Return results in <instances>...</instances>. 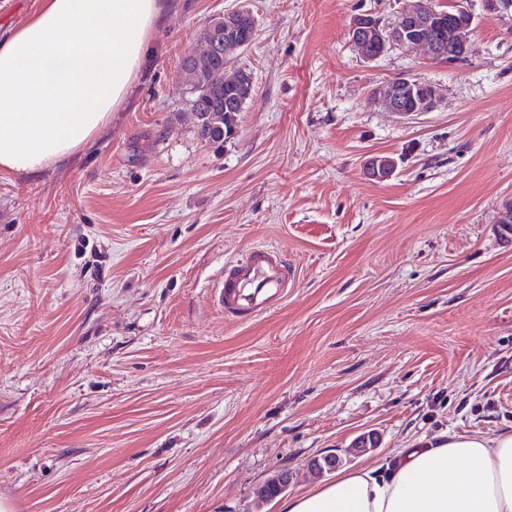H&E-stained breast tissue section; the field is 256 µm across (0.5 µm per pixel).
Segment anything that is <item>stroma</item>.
I'll list each match as a JSON object with an SVG mask.
<instances>
[{
  "mask_svg": "<svg viewBox=\"0 0 512 512\" xmlns=\"http://www.w3.org/2000/svg\"><path fill=\"white\" fill-rule=\"evenodd\" d=\"M474 16L456 64L363 58L355 15L405 0H167L121 111L79 154L0 173V501L10 512H278L313 458L383 462L512 426V16ZM247 6L252 94L216 148L183 58ZM397 77L436 111L370 104ZM389 156L390 179L368 161ZM287 297L233 323L210 289L256 245Z\"/></svg>",
  "mask_w": 512,
  "mask_h": 512,
  "instance_id": "obj_1",
  "label": "stroma"
}]
</instances>
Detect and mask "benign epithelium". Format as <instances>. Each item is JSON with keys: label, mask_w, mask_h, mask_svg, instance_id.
Wrapping results in <instances>:
<instances>
[{"label": "benign epithelium", "mask_w": 512, "mask_h": 512, "mask_svg": "<svg viewBox=\"0 0 512 512\" xmlns=\"http://www.w3.org/2000/svg\"><path fill=\"white\" fill-rule=\"evenodd\" d=\"M253 16L243 8L212 15L205 21V39L201 48L193 51L187 63L189 75L208 74L211 63L224 56V66L232 65L241 48L251 42L245 30ZM473 15L462 0L443 12L430 0H406L395 19L384 23L373 12L356 16L349 30L350 41L366 59L372 58L370 45H375L377 55L389 47L422 50L433 60L456 64L467 57L468 41L456 38L458 31L471 28ZM440 90L435 85L405 77L396 78L370 94L373 104L388 112L405 116L413 112L435 111L441 102ZM395 171V161L390 157H374L369 173L387 179ZM342 461L340 455L328 454L311 460V468L319 473L330 472ZM290 475L278 473L267 480L265 493L281 494L288 489Z\"/></svg>", "instance_id": "benign-epithelium-1"}]
</instances>
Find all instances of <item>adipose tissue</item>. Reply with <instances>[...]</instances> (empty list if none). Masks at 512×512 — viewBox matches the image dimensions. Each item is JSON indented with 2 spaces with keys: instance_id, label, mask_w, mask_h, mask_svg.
<instances>
[{
  "instance_id": "obj_1",
  "label": "adipose tissue",
  "mask_w": 512,
  "mask_h": 512,
  "mask_svg": "<svg viewBox=\"0 0 512 512\" xmlns=\"http://www.w3.org/2000/svg\"><path fill=\"white\" fill-rule=\"evenodd\" d=\"M164 19L162 0H37L0 35V172L33 177L83 149L125 105ZM280 512H512V427L411 443Z\"/></svg>"
}]
</instances>
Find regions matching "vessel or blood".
<instances>
[{
    "label": "vessel or blood",
    "mask_w": 512,
    "mask_h": 512,
    "mask_svg": "<svg viewBox=\"0 0 512 512\" xmlns=\"http://www.w3.org/2000/svg\"><path fill=\"white\" fill-rule=\"evenodd\" d=\"M288 294L286 262L277 248L255 246L227 263L224 282L213 299L226 319L245 321Z\"/></svg>",
    "instance_id": "vessel-or-blood-1"
}]
</instances>
